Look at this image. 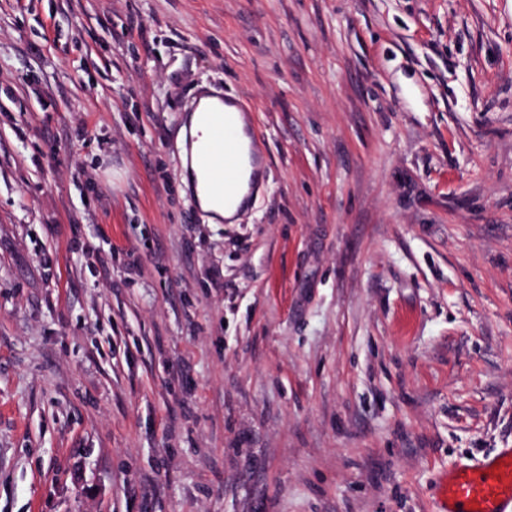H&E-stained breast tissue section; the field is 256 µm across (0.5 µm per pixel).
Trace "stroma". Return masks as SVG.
<instances>
[{
  "label": "stroma",
  "instance_id": "obj_1",
  "mask_svg": "<svg viewBox=\"0 0 512 512\" xmlns=\"http://www.w3.org/2000/svg\"><path fill=\"white\" fill-rule=\"evenodd\" d=\"M503 448L512 0H0V512H436ZM217 96V102L210 104L207 108H205L207 103L203 102L198 110L200 112L205 108L200 112V118L206 130V143L199 161L209 183L223 184L224 189L231 190L236 186L242 160L248 156L255 169L260 166L263 157L254 151V148L260 150V141L253 132L250 136L252 142L246 145L233 131L234 112H239L240 115L248 112L244 104L235 98ZM215 156L223 157L222 167L212 165V159ZM196 189L202 210L210 214V224H220L223 219H231L235 215L247 192V184L245 180L239 204L233 208H224V206L220 204L221 190L219 187L202 189L201 185L198 183Z\"/></svg>",
  "mask_w": 512,
  "mask_h": 512
}]
</instances>
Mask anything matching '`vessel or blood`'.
<instances>
[{
	"mask_svg": "<svg viewBox=\"0 0 512 512\" xmlns=\"http://www.w3.org/2000/svg\"><path fill=\"white\" fill-rule=\"evenodd\" d=\"M239 100L219 98L201 111L206 143L199 156L211 184L233 189L242 161L259 167L262 156L255 152L259 140L243 143L234 133L236 114L244 112ZM438 512H512V448L473 464L459 463L446 472Z\"/></svg>",
	"mask_w": 512,
	"mask_h": 512,
	"instance_id": "1",
	"label": "vessel or blood"
}]
</instances>
